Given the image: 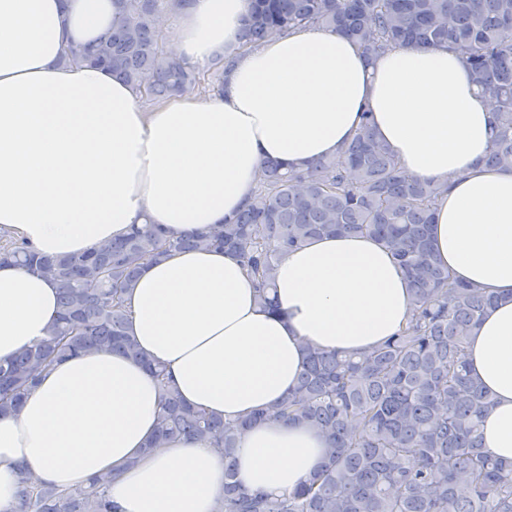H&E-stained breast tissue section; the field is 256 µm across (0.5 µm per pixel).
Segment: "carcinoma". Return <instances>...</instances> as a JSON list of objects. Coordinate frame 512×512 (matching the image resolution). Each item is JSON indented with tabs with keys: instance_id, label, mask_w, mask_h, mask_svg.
I'll list each match as a JSON object with an SVG mask.
<instances>
[{
	"instance_id": "carcinoma-1",
	"label": "carcinoma",
	"mask_w": 512,
	"mask_h": 512,
	"mask_svg": "<svg viewBox=\"0 0 512 512\" xmlns=\"http://www.w3.org/2000/svg\"><path fill=\"white\" fill-rule=\"evenodd\" d=\"M185 2L120 0L117 24L67 58L132 84L148 102L174 97L200 76L197 66L167 55L159 28ZM320 28L343 33L367 55L391 46L454 50L496 114L487 163L512 167V0H250L252 44ZM232 65L224 54L209 62L214 94H223ZM442 192L406 176L365 121L341 154L311 170L268 162L247 208L205 234L174 239L159 225L135 224L118 241L65 256L37 255L1 238V261L60 285L61 312L48 336L0 363V413L21 404L39 373L57 362L107 349L140 358L126 334L124 293L148 261L185 249L231 251L259 304L278 314L274 276L284 251L323 235L368 234L385 243L411 284L412 316L400 333L360 358L308 348L297 386L272 409L236 423L182 404L166 388L164 368L147 362L162 386L151 447L193 436L221 451L224 488L215 512H512V459L482 448L492 399L462 360L496 298L454 279L435 255L431 226ZM271 417L332 441L324 464L282 496L248 491L236 479L239 432ZM108 483L104 476L61 491L23 478L20 512H117Z\"/></svg>"
}]
</instances>
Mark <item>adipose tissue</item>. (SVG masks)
Returning <instances> with one entry per match:
<instances>
[{"mask_svg": "<svg viewBox=\"0 0 512 512\" xmlns=\"http://www.w3.org/2000/svg\"><path fill=\"white\" fill-rule=\"evenodd\" d=\"M249 0H188L166 50L196 64L236 56L222 95L144 108L137 88L62 63L115 24L116 0H0V229L45 255L106 245L144 221L179 236L233 217L267 161L310 168L336 156L363 118L404 172L447 186L431 231L454 278L496 296L464 357L493 405L483 446L512 458V168L487 167L494 112L445 47L367 61L342 33L313 29L243 48ZM283 310L257 303L233 253L180 251L144 264L124 297L143 354L102 350L55 366L18 411L0 415V512L18 506L19 470L69 489L116 473L118 512H214L224 460L182 437L148 450L166 366L180 400L224 417L276 405L307 348L363 353L398 334L411 288L374 237L325 235L275 271ZM57 284L0 265V362L46 336ZM330 442L270 419L239 436L237 479L282 495L323 463Z\"/></svg>", "mask_w": 512, "mask_h": 512, "instance_id": "ef3b65f1", "label": "adipose tissue"}]
</instances>
